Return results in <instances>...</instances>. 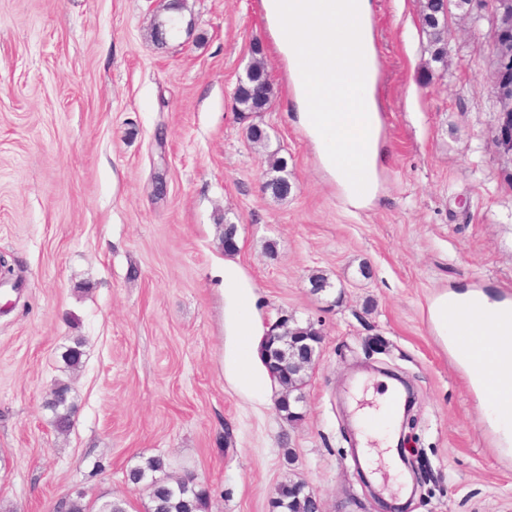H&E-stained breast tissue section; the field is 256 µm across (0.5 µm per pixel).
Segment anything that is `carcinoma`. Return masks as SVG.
Listing matches in <instances>:
<instances>
[{"label":"carcinoma","instance_id":"carcinoma-1","mask_svg":"<svg viewBox=\"0 0 512 512\" xmlns=\"http://www.w3.org/2000/svg\"><path fill=\"white\" fill-rule=\"evenodd\" d=\"M464 16L471 15V0H424L421 10V25L429 38L431 60L446 63L448 55V3ZM272 85L262 62L249 66L246 77L240 81L235 92V103L239 112H262L270 102ZM267 173L271 177L265 181V190L276 198L289 194L288 178L281 176L287 168V161L275 151L266 154ZM313 360L299 363L298 367L277 379L284 392L293 394L301 389L304 378L312 368ZM70 388L59 384L52 391L48 407L54 414V427L60 433L68 432L72 425V405L69 401ZM165 463L160 458H149L144 465L130 470L128 480L133 484L147 482L151 503L150 512H208L209 496L205 489L188 484L189 477L182 476L170 482L164 474ZM286 512H311V499L306 492H291L287 499Z\"/></svg>","mask_w":512,"mask_h":512}]
</instances>
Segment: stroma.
I'll return each instance as SVG.
<instances>
[{
    "label": "stroma",
    "mask_w": 512,
    "mask_h": 512,
    "mask_svg": "<svg viewBox=\"0 0 512 512\" xmlns=\"http://www.w3.org/2000/svg\"><path fill=\"white\" fill-rule=\"evenodd\" d=\"M371 2L384 157L353 210L294 121L262 0H0V512H53L76 491L147 512L127 474L150 457L194 474L208 512H271L291 481L324 512H512V440L429 317L445 292L512 304L493 16L451 11L443 66L420 0ZM257 56L273 95L243 114L234 92ZM253 125L288 163L285 198L262 188ZM228 260L259 331L285 316L322 336L299 420L260 354L257 388L233 378ZM392 374L414 393L404 452L430 476L373 439V471L356 462L353 410ZM60 382L77 408L64 434L46 406Z\"/></svg>",
    "instance_id": "35a3bbf8"
}]
</instances>
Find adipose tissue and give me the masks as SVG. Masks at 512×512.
<instances>
[{"label": "adipose tissue", "mask_w": 512, "mask_h": 512, "mask_svg": "<svg viewBox=\"0 0 512 512\" xmlns=\"http://www.w3.org/2000/svg\"><path fill=\"white\" fill-rule=\"evenodd\" d=\"M263 2L276 30L277 48L289 64L299 125L316 145L347 204L355 209L368 206L378 192L381 131L369 0ZM224 288L243 337L233 352L234 365L240 382L251 387L257 383L245 364L251 285L235 263L224 265ZM484 306L487 313L473 330L480 336H498L506 346L504 361L490 363L487 369L512 396V332H498V303L488 300Z\"/></svg>", "instance_id": "1"}]
</instances>
